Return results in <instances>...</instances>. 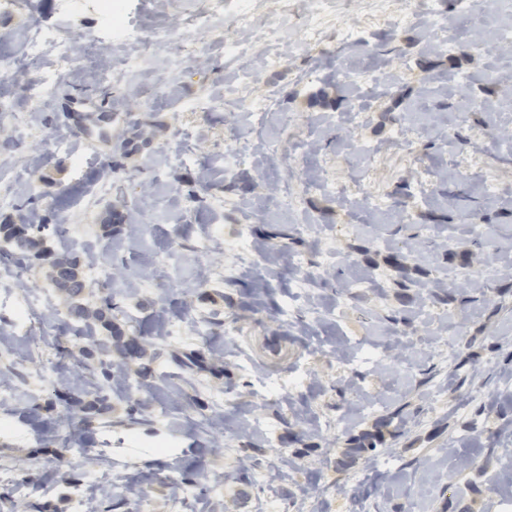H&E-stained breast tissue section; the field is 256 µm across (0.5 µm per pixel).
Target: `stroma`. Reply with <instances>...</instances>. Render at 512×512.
<instances>
[{"label":"stroma","mask_w":512,"mask_h":512,"mask_svg":"<svg viewBox=\"0 0 512 512\" xmlns=\"http://www.w3.org/2000/svg\"><path fill=\"white\" fill-rule=\"evenodd\" d=\"M33 3L0 11V57L33 28L90 40L49 103L30 99L26 76L0 85V224H69L51 247L95 250L90 305L112 298L123 339L158 357L143 377L140 360L113 355L123 387L107 423L73 431L60 399L77 374L78 346L61 335L66 297L46 264L0 266V512H76L77 487L102 512H499L512 499V193L489 199L482 182L512 185V53L428 49L426 28L392 30L358 0L336 22L369 28V45L329 37L280 65L228 66L216 42L235 25L227 11L195 30L169 91L151 76L119 98L91 78L108 21L82 0ZM128 8L135 30L162 35L163 61L185 52L208 2ZM340 58L375 70L370 91L337 84ZM459 72L482 108L451 139L442 130L461 105L448 84ZM206 93L219 103L192 110ZM242 94L271 95L262 125L237 111ZM357 98L349 131L334 117ZM417 109L426 126L410 152L394 132ZM83 112L111 113V141L78 131ZM145 130L149 145L118 179L102 176L118 143ZM269 141L284 147L271 159ZM292 141L313 150L291 157ZM228 145L247 156L230 172ZM114 210L141 222L105 233ZM465 211L480 225L461 223ZM244 234L252 252L233 248ZM396 255L427 290L398 286ZM172 350L222 367L179 371ZM30 404L46 432L20 420ZM134 408L151 425L127 426ZM382 417L385 445L346 458L350 438Z\"/></svg>","instance_id":"obj_1"}]
</instances>
